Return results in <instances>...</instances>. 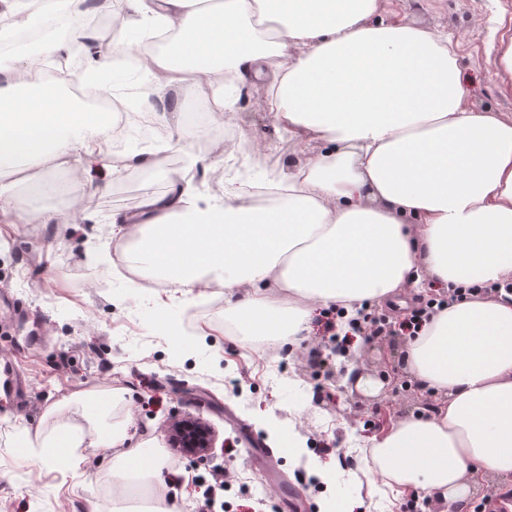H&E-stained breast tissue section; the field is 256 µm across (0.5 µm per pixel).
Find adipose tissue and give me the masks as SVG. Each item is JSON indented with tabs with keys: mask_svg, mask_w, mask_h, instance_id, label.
<instances>
[{
	"mask_svg": "<svg viewBox=\"0 0 512 512\" xmlns=\"http://www.w3.org/2000/svg\"><path fill=\"white\" fill-rule=\"evenodd\" d=\"M0 0L14 24L66 17L91 70L111 73L135 34L180 37L139 63L148 112H166L170 88L203 97L207 74L266 81L263 108L292 138L323 151L274 181L260 209L241 189L219 203L188 197L181 177L168 198L145 200L130 223V255L179 288L224 290V313L242 338L297 343L311 305L354 312L399 302L412 285L489 288L450 301L407 337L405 366L439 400L370 439L368 470L396 494L453 503L474 483L512 481V115L475 109L447 36L378 21L379 0H117L108 45L80 25L86 0ZM105 122L0 60V158L67 169L106 188L90 165ZM121 425L95 423L89 447H125Z\"/></svg>",
	"mask_w": 512,
	"mask_h": 512,
	"instance_id": "ef3b65f1",
	"label": "adipose tissue"
}]
</instances>
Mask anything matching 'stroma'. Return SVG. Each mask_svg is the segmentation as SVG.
Listing matches in <instances>:
<instances>
[{"label":"stroma","mask_w":512,"mask_h":512,"mask_svg":"<svg viewBox=\"0 0 512 512\" xmlns=\"http://www.w3.org/2000/svg\"><path fill=\"white\" fill-rule=\"evenodd\" d=\"M379 18L448 35L471 82L472 105L512 114V88L498 75L495 52L512 33V0H489L480 10L471 0H381ZM265 92L254 79L232 98L226 122L242 145L238 166L228 165L216 138L189 129L185 116L197 97L175 92L173 117L162 123L177 142L169 156L158 154L153 138L137 135L119 152L150 158L151 166L130 165L105 190L70 188L66 170L37 166L16 184L19 208L64 211L72 220H0V289L13 300L0 303V512H114L112 488L131 468L113 465L111 449L60 448L41 458L26 446V435L84 425L81 415L52 407L85 393L94 394L93 407L107 421L126 423L133 441L151 442L168 460L162 478L170 489L157 501L163 512H200L217 473L229 486L211 512H269L268 501L283 502L287 482L299 489L304 512L329 503L373 512L375 499L386 496L365 467L341 478L339 460L351 441L367 444L376 414L398 419L433 406L417 383L393 395L378 377L383 358L403 368L402 337H364L337 354L321 327L325 309L316 306L307 339L291 350L242 345L202 311L223 299L222 290L148 292L123 271L124 241L112 217L168 194V164L186 173L197 197L218 202L225 184L285 175L318 152V144H298L261 109ZM183 420L211 430L204 458L170 448L169 431ZM241 423L275 449L276 475L247 460ZM253 479L262 482V496L248 491Z\"/></svg>","instance_id":"stroma-1"}]
</instances>
